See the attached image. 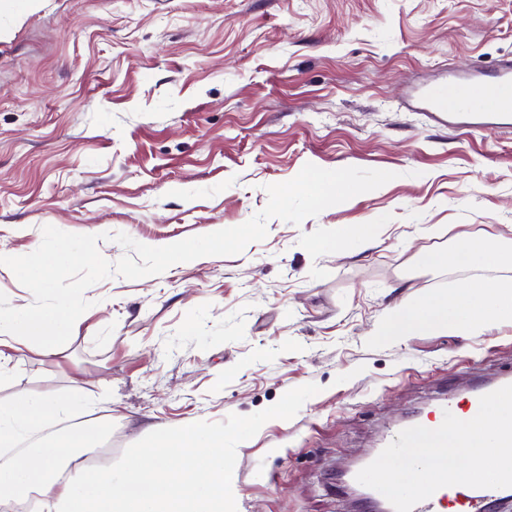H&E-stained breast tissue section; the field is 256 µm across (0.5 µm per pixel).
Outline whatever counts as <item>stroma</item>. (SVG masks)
Returning a JSON list of instances; mask_svg holds the SVG:
<instances>
[{
  "label": "stroma",
  "mask_w": 512,
  "mask_h": 512,
  "mask_svg": "<svg viewBox=\"0 0 512 512\" xmlns=\"http://www.w3.org/2000/svg\"><path fill=\"white\" fill-rule=\"evenodd\" d=\"M512 57V0H0V251L42 229L153 247L235 227L305 164L382 187L232 256L89 287L67 356L0 386L111 410L96 457L153 423L224 428V512H351L338 473L414 408L512 374V323L379 339L397 308L512 269L429 267L460 238L512 247V130L435 123L411 99ZM377 225L370 247L337 230Z\"/></svg>",
  "instance_id": "stroma-1"
}]
</instances>
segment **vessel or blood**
Instances as JSON below:
<instances>
[{"label":"vessel or blood","instance_id":"1","mask_svg":"<svg viewBox=\"0 0 512 512\" xmlns=\"http://www.w3.org/2000/svg\"><path fill=\"white\" fill-rule=\"evenodd\" d=\"M422 109L440 123L484 113L491 118L490 128L512 127V59L499 64L489 83L449 74L425 90ZM493 405L512 407V377L474 384L463 396L445 398L426 415L411 419L357 471L356 480L373 499L387 503L389 512H443L447 491L456 483L447 470L448 439L463 424L479 425L483 434L472 451L473 468L456 504L458 512H485L490 500L512 489V428L490 421L488 409ZM403 462L416 468L436 467L435 487L417 491L389 478V469Z\"/></svg>","mask_w":512,"mask_h":512}]
</instances>
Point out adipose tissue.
Here are the masks:
<instances>
[{
  "label": "adipose tissue",
  "mask_w": 512,
  "mask_h": 512,
  "mask_svg": "<svg viewBox=\"0 0 512 512\" xmlns=\"http://www.w3.org/2000/svg\"><path fill=\"white\" fill-rule=\"evenodd\" d=\"M429 266L512 267V250L461 239L450 251L430 253ZM512 320V289L472 281L396 309L379 331L399 341L419 331L487 329ZM83 322L65 297L35 311L0 310V382L15 353L58 356ZM78 397L26 392L0 398V503L35 501L37 512H223L226 482L224 434L206 423L179 428L150 425V444L123 464L91 466L86 449L101 445L111 415L65 426Z\"/></svg>",
  "instance_id": "1"
}]
</instances>
